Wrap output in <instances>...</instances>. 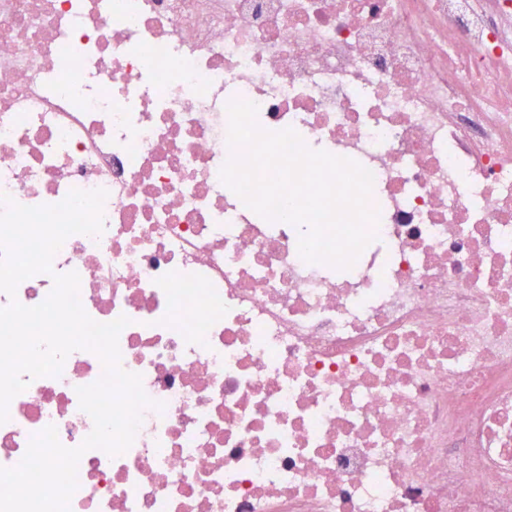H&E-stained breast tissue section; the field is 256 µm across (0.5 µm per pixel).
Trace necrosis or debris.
Masks as SVG:
<instances>
[{
	"mask_svg": "<svg viewBox=\"0 0 512 512\" xmlns=\"http://www.w3.org/2000/svg\"><path fill=\"white\" fill-rule=\"evenodd\" d=\"M233 100L372 172L346 275L221 182ZM97 188L102 234L0 291L77 272L162 404L69 512H512V0H0V194ZM103 371L30 380L0 467L78 447Z\"/></svg>",
	"mask_w": 512,
	"mask_h": 512,
	"instance_id": "1",
	"label": "necrosis or debris"
}]
</instances>
